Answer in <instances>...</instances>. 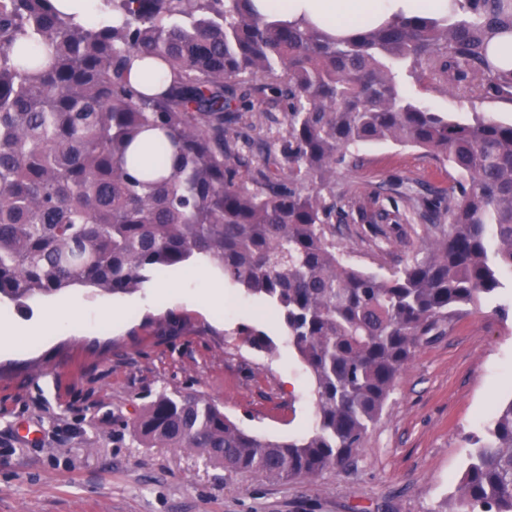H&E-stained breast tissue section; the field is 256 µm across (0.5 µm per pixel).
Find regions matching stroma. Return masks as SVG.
Instances as JSON below:
<instances>
[{"instance_id": "obj_1", "label": "stroma", "mask_w": 512, "mask_h": 512, "mask_svg": "<svg viewBox=\"0 0 512 512\" xmlns=\"http://www.w3.org/2000/svg\"><path fill=\"white\" fill-rule=\"evenodd\" d=\"M436 111L470 121H512V100L469 101L447 89L419 88ZM361 164L338 183L367 211L392 209L395 189H444L450 169L420 148H360ZM421 219L372 238L355 220L336 244L354 267L388 274L419 250ZM224 289V307L202 298ZM112 307L103 316V304ZM512 290L469 307L444 336L423 345L398 377L370 428L355 469L276 482L213 468L196 452L145 448L131 430L136 411L159 393L216 403L246 432L284 440L313 424L312 380L269 306L191 261L161 272L136 292L109 295L75 286L28 301L0 300V313L39 336L0 350V512H436L450 499L481 433L512 397ZM70 311L72 326L53 315ZM276 345L253 348L245 329Z\"/></svg>"}]
</instances>
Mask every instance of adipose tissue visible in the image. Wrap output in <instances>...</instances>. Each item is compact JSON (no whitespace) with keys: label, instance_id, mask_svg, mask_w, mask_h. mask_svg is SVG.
<instances>
[{"label":"adipose tissue","instance_id":"obj_1","mask_svg":"<svg viewBox=\"0 0 512 512\" xmlns=\"http://www.w3.org/2000/svg\"><path fill=\"white\" fill-rule=\"evenodd\" d=\"M258 7L266 14H305L320 27L349 36L396 16L445 13L448 0H258Z\"/></svg>","mask_w":512,"mask_h":512}]
</instances>
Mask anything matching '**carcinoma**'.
Here are the masks:
<instances>
[{"label":"carcinoma","mask_w":512,"mask_h":512,"mask_svg":"<svg viewBox=\"0 0 512 512\" xmlns=\"http://www.w3.org/2000/svg\"><path fill=\"white\" fill-rule=\"evenodd\" d=\"M448 2L339 40L253 0H97L91 22L52 0H0V299L125 294L201 259L275 307L314 381L304 436L262 440L213 402L161 394L132 423L144 447L283 481L353 468L422 344L512 277V122H461L403 89L425 79L512 99V71L491 61L512 35V0ZM133 57L164 61L168 88L131 83ZM275 121L274 156L262 132ZM148 127L157 137L140 147ZM383 141L458 175L444 196L398 193L427 225L388 276L336 251L355 206L338 170ZM468 444L453 507L438 512H512V400Z\"/></svg>","instance_id":"obj_1"}]
</instances>
